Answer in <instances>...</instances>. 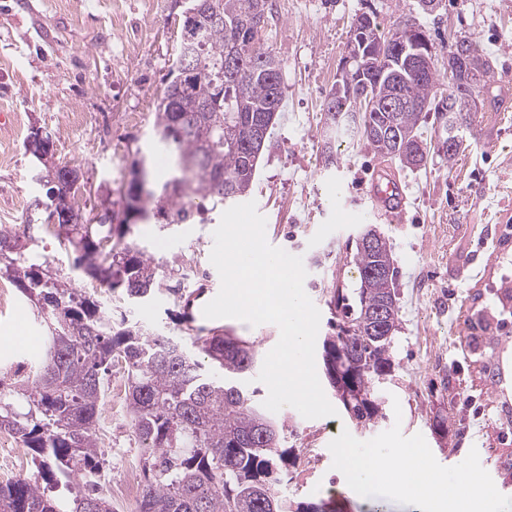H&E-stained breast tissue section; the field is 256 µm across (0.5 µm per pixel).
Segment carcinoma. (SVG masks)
<instances>
[{
  "label": "carcinoma",
  "instance_id": "cac0c4a2",
  "mask_svg": "<svg viewBox=\"0 0 512 512\" xmlns=\"http://www.w3.org/2000/svg\"><path fill=\"white\" fill-rule=\"evenodd\" d=\"M203 10L182 13L178 51L195 73L166 81L157 97L153 132L173 159L174 174L149 186L142 197L129 181L118 201L104 199L84 213L74 207L79 171L47 164L33 152L32 181L46 188L57 214L56 237L73 267L108 291L121 290L141 303L160 290L159 264L128 237L136 221L155 209L169 224L194 219L195 200L216 209L251 192L258 154L247 146L248 129H270L282 112L285 87L280 60L245 26L259 13L272 18L271 0H192ZM421 26L407 32V54L427 52ZM236 65L226 70V58ZM467 67L477 92L495 108V73L488 56L467 41ZM364 80L378 89L379 107L356 108L353 94L331 91L324 103L326 164H336L334 144L349 139L375 156L399 161L411 171L426 165L430 146L422 123L433 112L449 129L450 96L439 91L437 70L417 72L399 56L364 62ZM27 231L0 227V277L35 306L48 328L45 356L33 379L0 378V431L29 450L34 469L0 483V512H112L100 492L103 477L97 425L105 376L124 364L125 407L145 448V485L136 512H317L327 502L289 500L283 475L294 449L284 446L286 425L241 382L258 363L254 344L237 336H193L192 348L149 328L121 320L107 304L53 272ZM349 264L354 288L331 291L329 305L342 325L323 340L322 360L331 390L351 422L366 427L382 413L378 387L394 371L400 326L397 271L388 237L367 225L358 234ZM384 308L382 333L369 331L371 313ZM505 336L484 337L490 356L480 371L493 386L505 381L495 362Z\"/></svg>",
  "mask_w": 512,
  "mask_h": 512
}]
</instances>
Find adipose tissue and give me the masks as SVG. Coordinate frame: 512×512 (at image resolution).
I'll list each match as a JSON object with an SVG mask.
<instances>
[{"mask_svg":"<svg viewBox=\"0 0 512 512\" xmlns=\"http://www.w3.org/2000/svg\"><path fill=\"white\" fill-rule=\"evenodd\" d=\"M336 461L350 476L354 487L379 484L396 493L409 491L428 506L429 512H480L477 498L483 490L478 477L464 474L465 483L473 489V497L469 501H461L448 491L446 482L438 473L424 465L422 454L417 450H405L392 461L379 448L360 457L351 449L342 447L336 451Z\"/></svg>","mask_w":512,"mask_h":512,"instance_id":"obj_1","label":"adipose tissue"}]
</instances>
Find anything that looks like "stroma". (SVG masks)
<instances>
[{
  "instance_id": "obj_1",
  "label": "stroma",
  "mask_w": 512,
  "mask_h": 512,
  "mask_svg": "<svg viewBox=\"0 0 512 512\" xmlns=\"http://www.w3.org/2000/svg\"><path fill=\"white\" fill-rule=\"evenodd\" d=\"M272 4L274 20L263 39L282 64L284 112L259 157L250 198L266 219L267 238L302 257L304 290L321 314L319 336L333 333L329 283L355 287L346 257L359 230L377 222L367 190L381 159L347 139L336 144L337 166L325 167L322 159L323 103L356 17L376 15L385 29L401 17L421 25L440 70L449 33L469 37L509 92L501 110L474 115L454 162L433 154L421 169H396L410 189L405 223L380 224L398 270L401 320L394 372L380 387L383 417L360 428L343 412L307 419L292 407L280 409L287 445L297 455L286 493L307 503L333 499L337 512H425L411 495L384 486L353 490L336 466L343 444L360 454L420 448L448 482L463 470L481 480L491 493L483 512H512L500 469L501 455L512 452V430L500 419V391L480 373V350L467 329L492 304L502 279L512 277V243L502 242L512 222V0H441L431 13L419 0ZM181 26L174 0H0V112L16 115L11 127H0V225L18 229L33 220L39 251L74 287L90 282L58 239L40 229L47 213L34 200L45 190L30 177L25 140L34 127L49 134L55 161L76 166L97 195L118 192L137 158L156 180L166 179L172 161L161 157L152 132ZM71 112L85 113V123L69 124ZM221 216L216 209L204 220L168 225L152 215L133 226V236L162 265L165 290L137 306L122 293L108 294L113 318L184 341L191 326L226 332L266 356L280 337L275 324L203 315L215 296L209 284L219 278L210 246ZM179 284L183 294H172ZM45 334L36 308L13 295L11 308L0 313V376L37 366ZM440 412L452 421L444 441L433 428ZM98 436L107 478L119 479L125 462H140L143 448L126 410L102 412Z\"/></svg>"
}]
</instances>
